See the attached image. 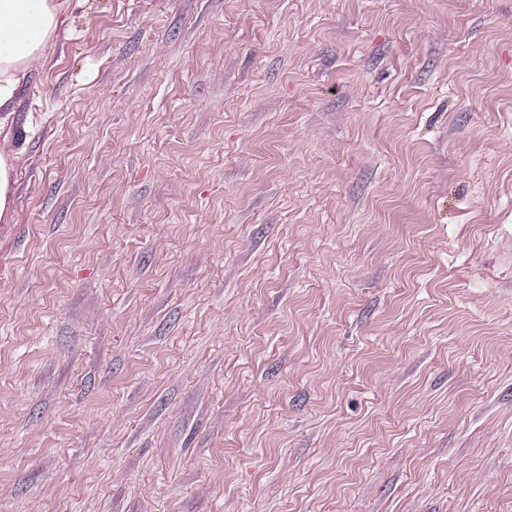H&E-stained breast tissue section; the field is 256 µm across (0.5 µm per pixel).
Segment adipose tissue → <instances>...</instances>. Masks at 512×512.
<instances>
[{"mask_svg": "<svg viewBox=\"0 0 512 512\" xmlns=\"http://www.w3.org/2000/svg\"><path fill=\"white\" fill-rule=\"evenodd\" d=\"M67 11L68 0H0V125L10 119Z\"/></svg>", "mask_w": 512, "mask_h": 512, "instance_id": "obj_1", "label": "adipose tissue"}]
</instances>
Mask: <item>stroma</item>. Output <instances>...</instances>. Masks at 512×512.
<instances>
[{"label": "stroma", "instance_id": "1", "mask_svg": "<svg viewBox=\"0 0 512 512\" xmlns=\"http://www.w3.org/2000/svg\"><path fill=\"white\" fill-rule=\"evenodd\" d=\"M0 153V512H512V0H70ZM13 158L0 154V220L8 223L13 212Z\"/></svg>", "mask_w": 512, "mask_h": 512}]
</instances>
